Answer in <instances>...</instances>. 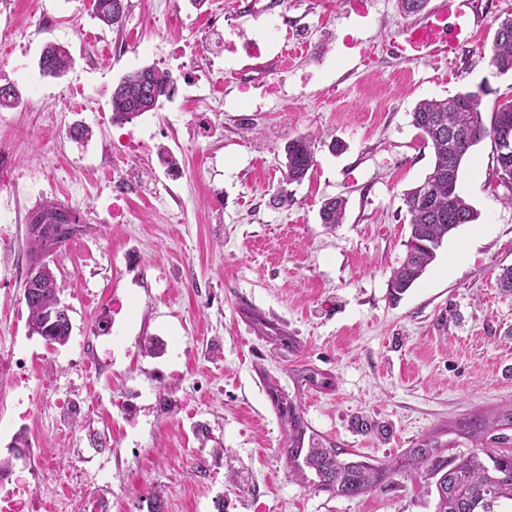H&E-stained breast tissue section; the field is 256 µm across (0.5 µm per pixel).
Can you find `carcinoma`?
Returning a JSON list of instances; mask_svg holds the SVG:
<instances>
[{"mask_svg":"<svg viewBox=\"0 0 512 512\" xmlns=\"http://www.w3.org/2000/svg\"><path fill=\"white\" fill-rule=\"evenodd\" d=\"M125 0H91L96 19L108 28H118L125 19ZM491 65L501 75L512 74V17L504 18L494 33L488 50ZM72 58L65 47L49 43L40 59L39 69L54 78L67 73ZM170 75L153 66H144L123 75L112 89V121L127 122L156 109L161 98L172 95ZM483 91L459 92L450 99L422 100L412 112V123L420 130L424 144L431 146L434 165L417 186L403 194L409 215L410 236L406 255L388 280L389 298L401 300L433 262L436 250L445 238L462 224H470L478 213L460 192L461 163L470 149L490 136L498 125L512 129V99L498 104L490 117L482 112ZM20 100L17 88L0 85V108L14 107ZM315 165V144L305 136L296 137L285 146L284 177L290 184L302 182ZM345 201L330 198L319 210L321 223L332 228L342 223ZM54 216L75 224L72 209L56 204L42 207L29 227V266L43 268L32 288L23 290L31 333L50 338V343L64 345L71 334V324L46 321L44 311L59 302L57 281L44 255L60 247L77 231L63 232L47 222ZM280 417L288 427L285 453L292 474L315 489L335 497L354 498L377 487L397 484V479L412 480L418 475L434 480L437 497L435 512H494L501 499L512 501V452L503 453L496 445L512 442V403L494 413H474L456 426L471 449L459 455L444 456L447 445L433 435L418 440L393 459L380 462L355 451L327 445L309 427L296 403L282 406ZM313 478H308V473Z\"/></svg>","mask_w":512,"mask_h":512,"instance_id":"obj_1","label":"carcinoma"}]
</instances>
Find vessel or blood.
I'll return each instance as SVG.
<instances>
[{
  "mask_svg": "<svg viewBox=\"0 0 512 512\" xmlns=\"http://www.w3.org/2000/svg\"><path fill=\"white\" fill-rule=\"evenodd\" d=\"M482 14V0H435L432 8L402 29L396 51L409 62L452 58Z\"/></svg>",
  "mask_w": 512,
  "mask_h": 512,
  "instance_id": "obj_1",
  "label": "vessel or blood"
}]
</instances>
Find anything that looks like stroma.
<instances>
[{
	"label": "stroma",
	"mask_w": 512,
	"mask_h": 512,
	"mask_svg": "<svg viewBox=\"0 0 512 512\" xmlns=\"http://www.w3.org/2000/svg\"><path fill=\"white\" fill-rule=\"evenodd\" d=\"M484 3L449 64L395 54L409 22L396 0H365L361 13L347 0H170L168 26L149 0H129L113 29L89 0H0V28L21 52L0 54V85L15 84L26 106L0 109L12 153L0 171V359L27 360L22 380L0 381V448L23 429L86 470L106 449L112 512H141L148 487L163 512H435L419 481L345 498L291 478L273 397L299 403L319 439L379 461L428 434L467 450L456 423L512 401V294L498 285L512 266V205L488 181L490 140L462 164L477 220L445 239L398 304L387 299L409 236L402 195L434 163L415 106L480 89L489 111L512 96V75L486 54L512 0ZM133 28L141 46L100 62L101 44ZM50 42L73 57L59 79L38 67ZM143 66L170 72L173 95L113 123V86ZM76 85L83 100L70 108ZM77 124L91 139L70 138ZM298 136L314 140L316 164L289 185L284 148ZM118 176L131 184L120 224ZM334 196L346 213L330 230L318 211ZM49 201L82 225L48 256L72 322L56 348L29 335L21 300L27 225ZM147 338L158 353L142 349ZM301 365L329 387L297 385ZM74 394L81 410L63 421L58 403ZM357 415L387 437L355 431Z\"/></svg>",
	"instance_id": "obj_1"
}]
</instances>
